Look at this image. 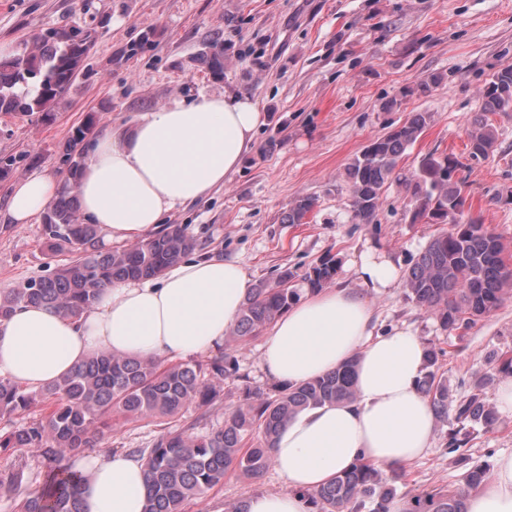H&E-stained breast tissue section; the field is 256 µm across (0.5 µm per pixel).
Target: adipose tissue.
<instances>
[{
	"label": "adipose tissue",
	"mask_w": 512,
	"mask_h": 512,
	"mask_svg": "<svg viewBox=\"0 0 512 512\" xmlns=\"http://www.w3.org/2000/svg\"><path fill=\"white\" fill-rule=\"evenodd\" d=\"M265 116L248 97L224 93L172 100L132 128L110 126L79 180L84 219L105 244L151 240L167 215L223 186L250 151ZM61 188L51 173L17 180L4 216L28 224ZM355 286L323 288L296 302L267 330L261 363L273 378L298 385L354 366L357 398L303 410L279 430L272 455L285 490L257 492L246 512H310L307 493L354 464L403 469L423 456L435 415L418 389L425 346L409 331L383 336L364 297L392 287L397 270L382 256L355 268ZM249 276L221 256L183 260L156 278L116 280L90 311L75 319L26 305L0 321V377L30 390L70 374L89 355L106 351L163 362L223 348L237 322ZM84 512H144V459L117 451L82 453ZM467 512H512V454L501 456L484 485L469 493Z\"/></svg>",
	"instance_id": "adipose-tissue-1"
}]
</instances>
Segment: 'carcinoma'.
<instances>
[{
  "mask_svg": "<svg viewBox=\"0 0 512 512\" xmlns=\"http://www.w3.org/2000/svg\"><path fill=\"white\" fill-rule=\"evenodd\" d=\"M93 46L89 30L47 27L18 43L0 57V112L30 115L49 112L66 92ZM198 60L215 77L224 74V43L204 46ZM512 112V65L495 72L481 91L480 110L467 118L468 156L488 158L496 141L491 116ZM430 121L427 112H413L408 120L372 141L346 169L353 212L361 224L374 222L398 160L414 144ZM94 113L76 127L66 143L62 162L67 179L58 198L43 215L42 231L54 249L69 248L76 256L47 277L31 279L0 292V319L23 305L38 304L79 318L90 310L102 289L119 279L155 277L198 248L197 240L179 224L169 225L146 244L103 251L98 226L80 219L76 188L82 173L77 146L92 134ZM454 156L430 154L406 181L408 206L414 223L444 224L433 235L415 265L403 278L408 300L435 315L444 330L465 328L497 309L512 296V266L504 259V244L484 229L480 218H463L465 179H454ZM316 199L302 197L292 204L284 221L302 224ZM336 275V261L325 260L305 274L310 290H318ZM294 274L283 270L277 282H261L248 289L231 336L245 341L270 326L288 310L298 293L290 287ZM236 372L223 355L193 364L163 365L132 357L97 352L61 380L30 391L0 377V448H24L46 466L40 491L26 494L18 512H83L78 475L59 465L66 451L94 447L97 436L112 429V415L125 420L173 418L191 405L209 406L223 396L224 376ZM493 376L481 379L474 391L455 407L459 423L489 427L497 421L485 389ZM431 399L435 417L448 415V379L433 370L419 382ZM353 363L298 386H284L273 395L228 413L224 423L205 435L187 429L160 435L149 448L133 452L148 464L145 512H183L184 505L203 497L234 470L256 478L273 463L272 448L279 429L297 412L325 403L355 398ZM49 402L48 412L31 424L15 426L13 416L37 402ZM488 468L475 465L464 473L463 488H435L416 495L408 512H467L465 493L485 482ZM370 464L359 462L327 485L308 494L313 512H389L396 494L395 479Z\"/></svg>",
  "mask_w": 512,
  "mask_h": 512,
  "instance_id": "carcinoma-1",
  "label": "carcinoma"
}]
</instances>
